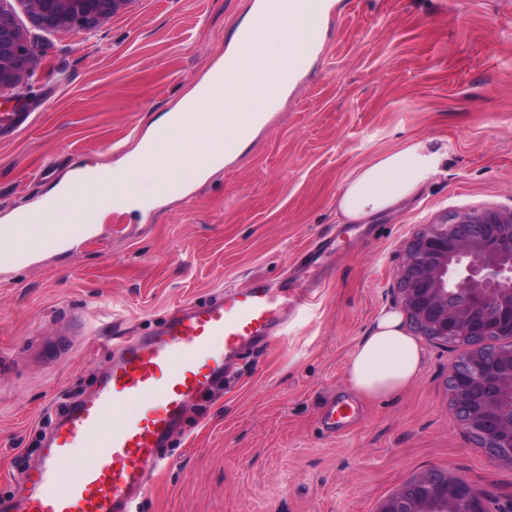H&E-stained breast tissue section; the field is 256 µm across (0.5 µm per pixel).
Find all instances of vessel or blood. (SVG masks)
<instances>
[{
  "label": "vessel or blood",
  "instance_id": "obj_1",
  "mask_svg": "<svg viewBox=\"0 0 512 512\" xmlns=\"http://www.w3.org/2000/svg\"><path fill=\"white\" fill-rule=\"evenodd\" d=\"M280 308L256 282L178 307L147 335L113 343L93 395L55 419L40 462L20 476L25 495L0 512H139L187 406L284 336Z\"/></svg>",
  "mask_w": 512,
  "mask_h": 512
}]
</instances>
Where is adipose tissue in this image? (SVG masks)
<instances>
[{"instance_id": "1", "label": "adipose tissue", "mask_w": 512, "mask_h": 512, "mask_svg": "<svg viewBox=\"0 0 512 512\" xmlns=\"http://www.w3.org/2000/svg\"><path fill=\"white\" fill-rule=\"evenodd\" d=\"M447 157V147L422 140L380 155L344 183L336 198L342 223H367L415 197L444 167ZM87 232V226L57 223L42 210L32 223L1 224L0 243L35 255L42 243L69 247ZM424 362L425 351L405 332L401 312L390 309L381 314L352 353L347 381L358 397H389L406 389L420 375Z\"/></svg>"}]
</instances>
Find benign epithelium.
I'll use <instances>...</instances> for the list:
<instances>
[{
    "mask_svg": "<svg viewBox=\"0 0 512 512\" xmlns=\"http://www.w3.org/2000/svg\"><path fill=\"white\" fill-rule=\"evenodd\" d=\"M133 0H22L32 23L50 31H92ZM34 49L0 0V93L30 75ZM401 311L419 334L444 342L470 338L465 362L448 374L449 403L489 461L512 468V212H467L430 224L408 242L396 281ZM506 342L500 350L485 341ZM497 497L446 472L426 473L383 500L377 512L492 510Z\"/></svg>",
    "mask_w": 512,
    "mask_h": 512,
    "instance_id": "benign-epithelium-1",
    "label": "benign epithelium"
}]
</instances>
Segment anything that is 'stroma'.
<instances>
[{"label":"stroma","instance_id":"stroma-1","mask_svg":"<svg viewBox=\"0 0 512 512\" xmlns=\"http://www.w3.org/2000/svg\"><path fill=\"white\" fill-rule=\"evenodd\" d=\"M255 0H133L92 32L18 24L32 74L0 94V224L31 222L85 165L121 170L152 122L224 57ZM448 161L411 202L357 226L336 195L379 155L417 139ZM87 218L70 248L14 251L0 267V499L37 465L46 414L89 397L114 336L180 304L264 281L311 292L283 308L287 336L192 403L140 512H377L407 481L449 472L512 501L448 402L461 349L421 338L400 395L364 400L347 361L393 290L413 235L512 209V0H329L314 52L242 151L166 196L152 175ZM349 417L334 420L333 407Z\"/></svg>","mask_w":512,"mask_h":512}]
</instances>
